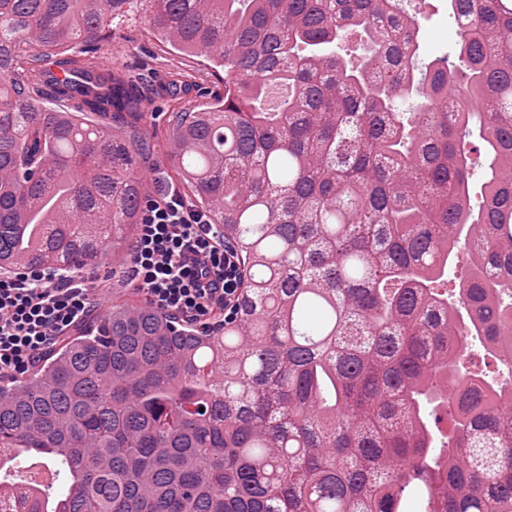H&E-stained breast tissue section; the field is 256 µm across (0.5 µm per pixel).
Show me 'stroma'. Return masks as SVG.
<instances>
[{
    "label": "stroma",
    "mask_w": 512,
    "mask_h": 512,
    "mask_svg": "<svg viewBox=\"0 0 512 512\" xmlns=\"http://www.w3.org/2000/svg\"><path fill=\"white\" fill-rule=\"evenodd\" d=\"M421 51L425 56L455 57L459 40L448 0H420ZM99 64L114 75L148 88L182 75L187 85L163 103L147 110L138 127L146 136L148 159L145 173L148 193L157 196L172 151L170 128L176 113L194 105L213 102L224 94V70L206 58L183 51L159 37L149 26L135 0L124 5L122 16L104 42Z\"/></svg>",
    "instance_id": "obj_1"
}]
</instances>
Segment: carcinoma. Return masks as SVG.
I'll return each mask as SVG.
<instances>
[{"label":"carcinoma","mask_w":512,"mask_h":512,"mask_svg":"<svg viewBox=\"0 0 512 512\" xmlns=\"http://www.w3.org/2000/svg\"><path fill=\"white\" fill-rule=\"evenodd\" d=\"M127 2L0 0V270L99 267L136 235L142 137L89 120L147 97L94 61ZM145 2L224 67L171 136L240 261L235 313L115 302L1 382L0 449L66 489L17 506L0 479V507L512 512V0H448L454 63L421 57L411 0Z\"/></svg>","instance_id":"1"}]
</instances>
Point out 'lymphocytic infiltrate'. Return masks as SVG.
<instances>
[{
  "mask_svg": "<svg viewBox=\"0 0 512 512\" xmlns=\"http://www.w3.org/2000/svg\"><path fill=\"white\" fill-rule=\"evenodd\" d=\"M124 272L151 308L204 327L233 315L243 279L235 251L208 215L176 191L147 201ZM105 298L82 271L0 273V379L29 372Z\"/></svg>",
  "mask_w": 512,
  "mask_h": 512,
  "instance_id": "lymphocytic-infiltrate-1",
  "label": "lymphocytic infiltrate"
}]
</instances>
